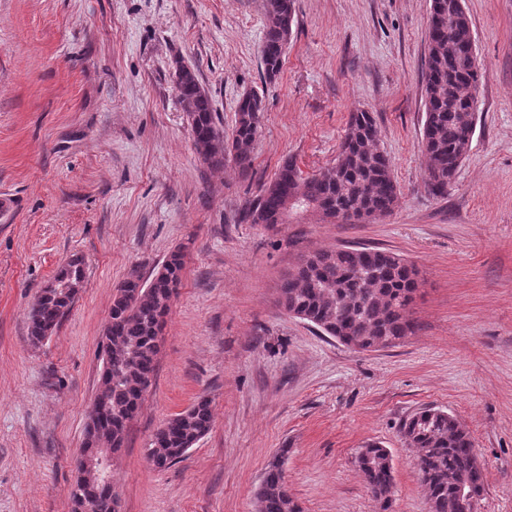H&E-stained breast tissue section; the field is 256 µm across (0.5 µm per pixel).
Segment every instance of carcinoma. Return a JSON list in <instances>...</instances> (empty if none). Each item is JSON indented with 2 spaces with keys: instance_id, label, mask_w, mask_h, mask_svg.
Wrapping results in <instances>:
<instances>
[{
  "instance_id": "obj_1",
  "label": "carcinoma",
  "mask_w": 512,
  "mask_h": 512,
  "mask_svg": "<svg viewBox=\"0 0 512 512\" xmlns=\"http://www.w3.org/2000/svg\"><path fill=\"white\" fill-rule=\"evenodd\" d=\"M265 35L260 60L265 76L280 72L295 22V0H264ZM479 82L475 42L464 0H431L426 66L423 74L425 120L420 148L426 156L425 188L436 198L448 187L468 155L476 125L472 112ZM173 84L193 134L198 157L211 169L234 162L241 174L253 168L252 149L262 128V98L249 92L238 100L232 135L224 136L221 118L196 70L180 62ZM380 130L372 113H350L333 165L311 175L285 159L274 178L249 201L242 219L249 224H287L311 213L324 222L348 216L362 222L388 216L400 190L391 162L378 148ZM186 246L171 250L145 278L134 267L116 288L103 333V368L97 399L106 422L87 420L85 432L97 448L117 454L129 423L137 415L154 377L160 338L170 304L181 283ZM418 270L399 254L380 248L341 246L303 257L284 279L281 303L325 336L368 351L398 345L414 333L408 308L418 285ZM87 286L82 260L71 259L41 289L28 312V337L34 345L49 339ZM210 400L198 398L166 419L155 431L147 456L158 469L179 462L210 430ZM401 436L417 449L420 480L429 512H474L484 491V476L470 434L448 412L423 408L402 425ZM288 449L265 469L256 493V512H302L284 476ZM359 467L382 512L392 507V465L388 451L370 444L360 451ZM91 490L72 487L69 497L86 498L87 512H120L112 486L90 480ZM466 486L460 495L457 486Z\"/></svg>"
}]
</instances>
